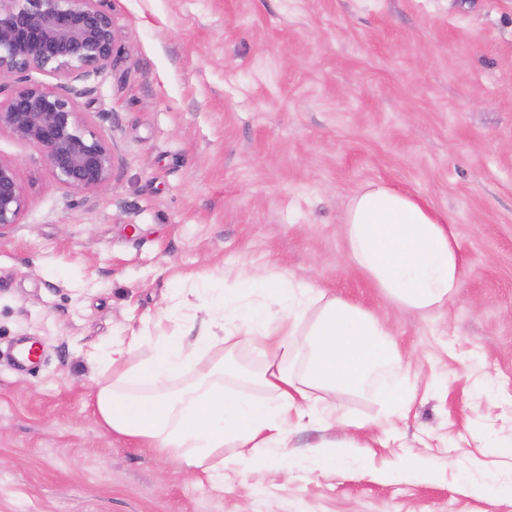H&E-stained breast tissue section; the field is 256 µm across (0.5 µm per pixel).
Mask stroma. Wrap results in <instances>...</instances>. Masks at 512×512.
Wrapping results in <instances>:
<instances>
[{"instance_id":"1","label":"stroma","mask_w":512,"mask_h":512,"mask_svg":"<svg viewBox=\"0 0 512 512\" xmlns=\"http://www.w3.org/2000/svg\"><path fill=\"white\" fill-rule=\"evenodd\" d=\"M122 49L81 104L112 144L75 194L8 132L28 197L0 231V512H512V0H110ZM384 181L448 217L444 308L408 314L347 256L348 204ZM253 272L374 311L415 401L337 392L335 470L225 449L224 483L95 415L93 350L199 327ZM203 287L177 308L191 281ZM36 364L17 368L20 341ZM383 394L388 401V418L402 417L406 414L412 398L410 392L397 386H388L383 389Z\"/></svg>"}]
</instances>
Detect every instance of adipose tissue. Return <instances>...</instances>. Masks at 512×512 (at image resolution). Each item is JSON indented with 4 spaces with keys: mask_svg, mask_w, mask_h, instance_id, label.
I'll use <instances>...</instances> for the list:
<instances>
[{
    "mask_svg": "<svg viewBox=\"0 0 512 512\" xmlns=\"http://www.w3.org/2000/svg\"><path fill=\"white\" fill-rule=\"evenodd\" d=\"M344 235L350 259L391 301L407 312L439 308L458 293L460 246L447 218L411 194L383 182L365 185L348 209ZM261 301L242 303L252 279L225 289L195 341L183 332L157 337L143 361L131 355L139 336L94 351L110 373L99 383L101 424L166 455L180 450L194 479L223 481L215 459L236 448L255 460L264 449L284 448L290 433L317 422L336 425L335 392L382 386L388 414L404 416L412 395L385 381L403 367L390 328L373 311L295 279L261 278ZM259 337L267 358L257 371L207 366L199 378L170 390L166 383L236 333ZM255 385L273 396L255 402L226 388L225 378Z\"/></svg>",
    "mask_w": 512,
    "mask_h": 512,
    "instance_id": "obj_1",
    "label": "adipose tissue"
}]
</instances>
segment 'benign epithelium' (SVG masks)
Listing matches in <instances>:
<instances>
[{
    "label": "benign epithelium",
    "mask_w": 512,
    "mask_h": 512,
    "mask_svg": "<svg viewBox=\"0 0 512 512\" xmlns=\"http://www.w3.org/2000/svg\"><path fill=\"white\" fill-rule=\"evenodd\" d=\"M109 0H0V78L16 84L0 100V132L39 148L53 177L77 194L112 177V143L90 129L81 99L121 49ZM39 72L56 80L30 79ZM27 197L17 165L0 159V231L20 223Z\"/></svg>",
    "instance_id": "7a95c632"
}]
</instances>
